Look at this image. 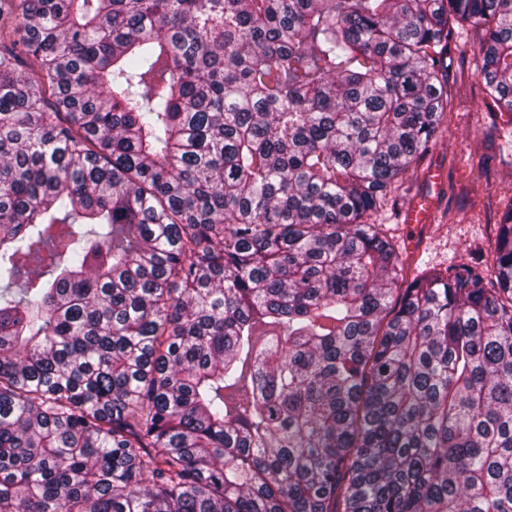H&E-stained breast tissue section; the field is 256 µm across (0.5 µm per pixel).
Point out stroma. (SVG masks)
Here are the masks:
<instances>
[{
	"label": "stroma",
	"instance_id": "obj_1",
	"mask_svg": "<svg viewBox=\"0 0 512 512\" xmlns=\"http://www.w3.org/2000/svg\"><path fill=\"white\" fill-rule=\"evenodd\" d=\"M480 38L474 28L463 30L451 51L448 69V126L404 178L397 209L383 210L376 223L392 227L407 247L411 267H444L488 256L496 226L512 204V159L499 152L512 139V125L499 123L490 134L484 107V84L473 49ZM441 171V181L431 178ZM429 196L435 201L428 224H410L412 202Z\"/></svg>",
	"mask_w": 512,
	"mask_h": 512
}]
</instances>
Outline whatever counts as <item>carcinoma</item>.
Returning <instances> with one entry per match:
<instances>
[{
    "mask_svg": "<svg viewBox=\"0 0 512 512\" xmlns=\"http://www.w3.org/2000/svg\"><path fill=\"white\" fill-rule=\"evenodd\" d=\"M512 117V0H0V512H512V207L371 215ZM480 35L466 28L452 46L448 127L405 176L398 208L375 217V224H388L405 243L410 278L416 267L421 271L486 258L495 224L512 199V159L498 148L504 138L512 139V125L499 119L497 134L489 135L486 94L473 54ZM434 170L441 171V182L430 178ZM422 196L434 198L432 224H425L431 219V200Z\"/></svg>",
    "mask_w": 512,
    "mask_h": 512,
    "instance_id": "obj_1",
    "label": "carcinoma"
}]
</instances>
